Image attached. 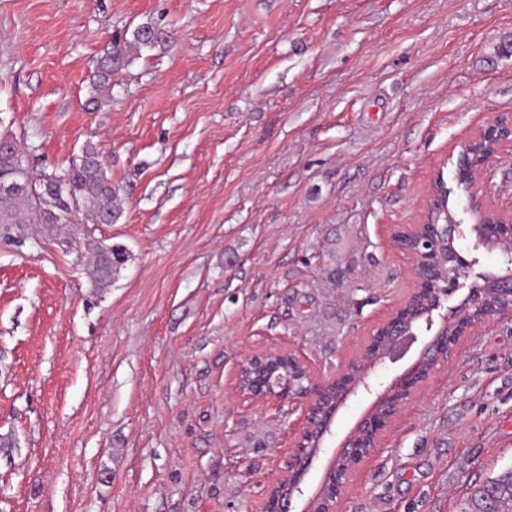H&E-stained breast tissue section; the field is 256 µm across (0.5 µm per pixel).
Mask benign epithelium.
Segmentation results:
<instances>
[{
    "label": "benign epithelium",
    "mask_w": 512,
    "mask_h": 512,
    "mask_svg": "<svg viewBox=\"0 0 512 512\" xmlns=\"http://www.w3.org/2000/svg\"><path fill=\"white\" fill-rule=\"evenodd\" d=\"M511 156V112L494 113L453 146L446 159L451 179L442 170L434 174L418 220L390 225L394 249L409 262L410 290L336 372H321L282 344L250 348L236 363L231 381L240 401L262 410L286 404L297 414L257 512H340L358 468L462 341L492 319L512 320V211L494 205L489 184L492 168ZM464 240L470 241L465 251ZM484 253L497 254V264L484 265ZM464 286L465 297L453 302ZM415 343L418 352L401 373L388 382L372 377ZM359 394L373 400L310 485L307 476L327 452L337 413Z\"/></svg>",
    "instance_id": "benign-epithelium-1"
}]
</instances>
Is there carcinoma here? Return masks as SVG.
I'll return each instance as SVG.
<instances>
[{
    "label": "carcinoma",
    "instance_id": "1",
    "mask_svg": "<svg viewBox=\"0 0 512 512\" xmlns=\"http://www.w3.org/2000/svg\"><path fill=\"white\" fill-rule=\"evenodd\" d=\"M133 40L116 41L112 51L101 62L97 87L106 88L112 72L122 68L129 54L140 46L159 42L156 25L145 23L134 29ZM43 173H34L23 162L17 144L8 152L0 151V179L27 180L36 192L25 195L0 194V223L69 224V207L77 204L79 216L93 224H116L123 214L120 188L112 185L98 150L92 145L82 148L81 158L72 161L61 177L62 185L53 189L41 182ZM123 251L119 248L100 250L94 261L97 285L105 283L120 266ZM512 503V469L476 488L468 501V512H501Z\"/></svg>",
    "mask_w": 512,
    "mask_h": 512
}]
</instances>
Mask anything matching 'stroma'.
<instances>
[{"mask_svg": "<svg viewBox=\"0 0 512 512\" xmlns=\"http://www.w3.org/2000/svg\"><path fill=\"white\" fill-rule=\"evenodd\" d=\"M152 22L95 89L115 39ZM512 112V0H0V134L97 148L116 224H0V512H256L287 415L246 347L322 372L411 286L385 238L470 127ZM125 261L95 285L93 261ZM512 469V321L486 323L343 512H464Z\"/></svg>", "mask_w": 512, "mask_h": 512, "instance_id": "1", "label": "stroma"}]
</instances>
